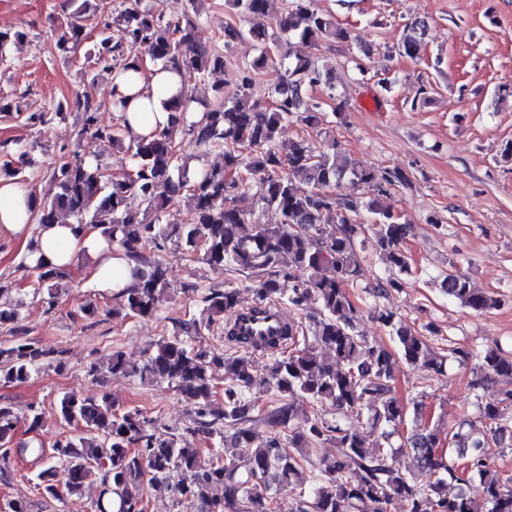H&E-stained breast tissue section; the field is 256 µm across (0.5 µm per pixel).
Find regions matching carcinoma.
<instances>
[{
    "instance_id": "carcinoma-1",
    "label": "carcinoma",
    "mask_w": 512,
    "mask_h": 512,
    "mask_svg": "<svg viewBox=\"0 0 512 512\" xmlns=\"http://www.w3.org/2000/svg\"><path fill=\"white\" fill-rule=\"evenodd\" d=\"M77 4L73 21L59 40L65 53L77 51L85 41L81 21L95 14L94 0ZM203 0H190L191 13L167 18L162 12L140 5L124 7L113 16L123 26L126 42L113 44L103 38L87 51L98 74L120 73L143 62L144 56L178 70L183 86L171 103L170 124L147 138L125 141L124 129L98 123V107L83 103L80 136L108 139L130 153L131 165L113 175L100 160L75 149L58 156L50 174L57 191L49 202L31 197L32 221L55 224L68 216L84 230L91 227L108 243H118L133 264L132 281L112 294V316L151 317L157 304L171 289L166 267L157 258L170 243L184 254L209 266H223L244 275L254 285L253 314L268 304H286L300 310L305 303L318 304L312 329L288 319L285 334L267 342L273 364L267 376L253 374L247 337L238 333L235 316L241 309L239 290L212 289L203 297L200 317L179 322L186 335H197L224 316H230L225 340L239 349L234 356H220L202 345L179 336L158 341L141 364L129 362L114 350L105 357L107 372L114 376H137L143 382H167L191 406L192 434H218L224 454L205 460L200 449L181 443L137 409L126 410L107 394L99 398L70 392L58 400L56 415L81 426L80 434L57 441L52 454L15 440L20 423L37 431L43 416L32 409L18 416L0 406V448L3 455L28 454L44 463L38 472L39 486L52 498L78 495L85 482L99 478L101 490L95 512H145L148 485L166 480L172 469L181 471V481L170 487L175 500L194 512H280L278 489L293 484L303 469L302 459L284 451L280 438L270 437L253 445L252 396L272 393L283 400L268 410L263 420L273 428L288 429L294 448H310L330 442L336 456L324 461L310 490L300 489L296 507L289 512H391L395 501L403 512H475L470 496L478 483L487 512H512V478H503L483 451L490 436L512 429V390L479 405L478 420L465 432L448 431V444L441 441L444 416H434L423 400L408 413L396 394L391 350L372 344L356 328L359 308L349 289L354 287L362 257L356 239L364 234V210L375 224L378 245L390 267L411 272L410 257L403 248L409 225L379 206L376 198L365 203L332 192L348 178L382 195L392 186H405L408 179L395 168L377 172L350 159L336 143L321 149L296 141L288 154L278 150L283 124L297 119L311 128L323 125L325 114L312 102L308 88L324 84L328 97L335 86L330 74L313 58L281 55L285 79L266 98L255 96L252 72L272 63L265 29L255 24L268 16L269 0H227L238 18L254 25L224 23V48L245 38L258 43V55L235 78L234 92L224 97V87L214 85L215 105L205 112H190L193 101L188 82H202L225 68L224 56L196 41L195 29ZM279 33L309 43L323 39L347 41L348 29L320 11L315 0H290L275 21ZM419 19L403 34L399 52L411 57L427 33ZM187 140L196 149L216 151L221 162L212 167L189 164L180 152ZM19 159L0 163V180L23 182ZM265 175L261 192L252 197L243 172ZM182 196L192 213L189 224H165L170 201ZM273 211L275 224H265L261 215ZM25 267L35 274V283L53 300L70 270L42 260ZM294 287L283 294L281 280ZM448 297L483 312L499 306V299L474 287L463 274L450 271L442 281ZM374 318L395 338L396 349L411 366L434 371L447 360L472 365L470 385L480 388L492 378L512 380V356L494 349L474 350L463 346L436 353L423 335L415 334L396 320L392 311L379 309ZM0 326L18 337L0 345V381H26L40 365L59 360L61 352L39 349L20 337L18 311L0 307ZM312 339H306L307 333ZM224 368V394L217 400L213 369ZM316 406L330 405L336 419L327 420L316 411L295 421L293 400ZM380 430L379 437L407 429V445L413 449L414 469L396 466L384 446L369 448L364 428ZM222 494L214 493L216 488Z\"/></svg>"
}]
</instances>
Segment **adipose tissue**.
I'll use <instances>...</instances> for the list:
<instances>
[{"label": "adipose tissue", "instance_id": "ef3b65f1", "mask_svg": "<svg viewBox=\"0 0 512 512\" xmlns=\"http://www.w3.org/2000/svg\"><path fill=\"white\" fill-rule=\"evenodd\" d=\"M181 88L180 77L160 64H145L129 75L111 82L113 99H125V126L131 137L149 135L168 122L171 98ZM28 190L21 184H0V229L19 231L29 218ZM28 253L31 260L42 259L57 266H72L77 256L94 261L93 280L96 288L114 292L131 278V268L119 250L108 248L91 229L74 233L68 224H40Z\"/></svg>", "mask_w": 512, "mask_h": 512}]
</instances>
